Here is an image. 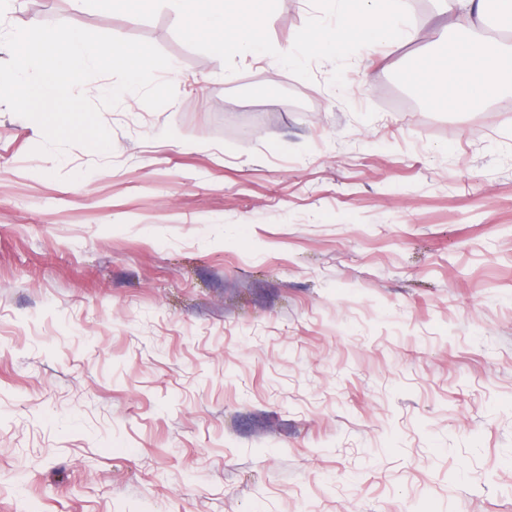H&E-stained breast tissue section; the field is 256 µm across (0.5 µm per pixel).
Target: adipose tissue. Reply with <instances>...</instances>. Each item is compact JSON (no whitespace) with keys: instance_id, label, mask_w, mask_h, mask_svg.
Returning <instances> with one entry per match:
<instances>
[{"instance_id":"adipose-tissue-1","label":"adipose tissue","mask_w":512,"mask_h":512,"mask_svg":"<svg viewBox=\"0 0 512 512\" xmlns=\"http://www.w3.org/2000/svg\"><path fill=\"white\" fill-rule=\"evenodd\" d=\"M445 25L420 29L407 25L410 0H362L360 13L337 8L336 23L312 28L311 37L327 53L342 54L351 44L390 49L410 41L447 42L451 33L460 39L445 55L425 57L426 79L417 71L405 73L407 83L422 96L440 97L449 111H472L494 96L512 92L502 62L512 59V41L490 46L485 22L496 17L512 21V0H436ZM178 19L184 20L190 37L206 45L215 57L244 52L266 54L265 35L272 0H168Z\"/></svg>"}]
</instances>
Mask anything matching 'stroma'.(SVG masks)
Wrapping results in <instances>:
<instances>
[{"instance_id":"35a3bbf8","label":"stroma","mask_w":512,"mask_h":512,"mask_svg":"<svg viewBox=\"0 0 512 512\" xmlns=\"http://www.w3.org/2000/svg\"><path fill=\"white\" fill-rule=\"evenodd\" d=\"M228 61L166 7L11 0L149 42L174 100L37 153L0 103V512H512V95L303 34Z\"/></svg>"}]
</instances>
